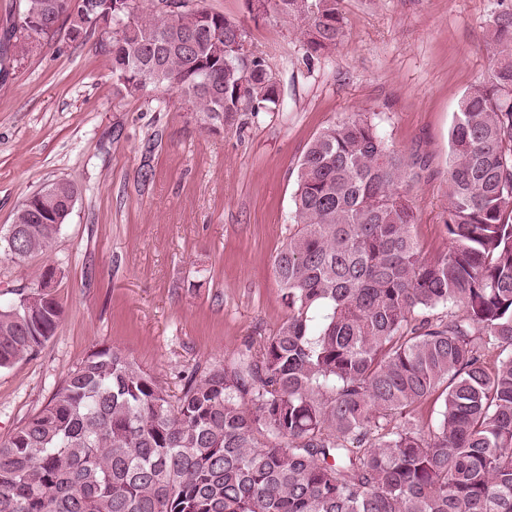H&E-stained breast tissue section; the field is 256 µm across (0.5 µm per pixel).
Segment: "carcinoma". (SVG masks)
Listing matches in <instances>:
<instances>
[{
  "mask_svg": "<svg viewBox=\"0 0 512 512\" xmlns=\"http://www.w3.org/2000/svg\"><path fill=\"white\" fill-rule=\"evenodd\" d=\"M103 46L122 87L175 88L212 124L281 104L241 20L189 0H132ZM340 0H244L301 24L309 54L345 35ZM56 0H26L53 21ZM78 5L77 41L96 31ZM494 60L450 139L448 251L412 234L415 176L365 112L319 130L297 168L294 232L274 260L288 315L230 363L170 393L115 347L89 351L0 441V512H512V3L488 25ZM0 237L22 262L61 230L50 184ZM63 309L49 288L0 304V370L35 356ZM438 421L422 425L429 400Z\"/></svg>",
  "mask_w": 512,
  "mask_h": 512,
  "instance_id": "1",
  "label": "carcinoma"
}]
</instances>
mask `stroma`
<instances>
[{
  "mask_svg": "<svg viewBox=\"0 0 512 512\" xmlns=\"http://www.w3.org/2000/svg\"><path fill=\"white\" fill-rule=\"evenodd\" d=\"M203 4L243 22L279 111L212 126L178 90H118L103 33L71 41L65 19L0 72V235L46 185L77 189L48 254H0V301L50 265L64 310L35 357L0 371V440L94 348L120 349L175 392L180 371L272 336L287 315L274 259L293 230L298 162L350 113H371L416 172L423 255L448 249L449 133L491 65L494 0H341L345 36L313 57L297 23L253 21L244 0Z\"/></svg>",
  "mask_w": 512,
  "mask_h": 512,
  "instance_id": "35a3bbf8",
  "label": "stroma"
}]
</instances>
